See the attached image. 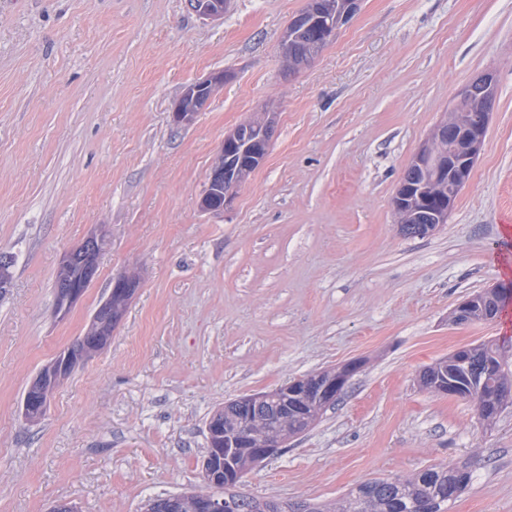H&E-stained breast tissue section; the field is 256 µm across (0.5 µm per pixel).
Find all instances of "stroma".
<instances>
[{
    "instance_id": "1",
    "label": "stroma",
    "mask_w": 512,
    "mask_h": 512,
    "mask_svg": "<svg viewBox=\"0 0 512 512\" xmlns=\"http://www.w3.org/2000/svg\"><path fill=\"white\" fill-rule=\"evenodd\" d=\"M306 0H0V512H141L207 491L206 423L236 398L344 362L336 404L239 492L330 504L375 478L465 461L450 512H512V403L428 392L422 369L460 347L507 344L505 315L457 325L466 296L512 289V0H361L307 68L280 41ZM224 85L187 125L191 83ZM496 101L447 224L400 229L392 198L456 91L484 74ZM277 125L263 163L219 215L200 211L227 133ZM108 244L66 315L63 255ZM140 281L110 345L25 421L32 378L82 336L114 278Z\"/></svg>"
}]
</instances>
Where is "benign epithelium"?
Wrapping results in <instances>:
<instances>
[{"label": "benign epithelium", "instance_id": "1", "mask_svg": "<svg viewBox=\"0 0 512 512\" xmlns=\"http://www.w3.org/2000/svg\"><path fill=\"white\" fill-rule=\"evenodd\" d=\"M225 3L226 0H188L190 8L206 19L222 17ZM309 14L315 37L304 54H295L292 45V29L301 19L292 21L281 39V52L293 70L306 67L336 37V11L320 10L313 3ZM495 84L494 74L488 72L463 86L457 97L468 102L469 111L446 113L445 119L436 126L404 172L393 197L402 234L425 236L448 219L451 202L467 183L483 144L495 100L492 94ZM222 85L224 73L221 72L188 86L172 113L174 123H190L199 112V106L208 102ZM274 124L275 113L265 112L224 137L218 161L199 200L202 211L222 213L231 205L235 190L265 159ZM106 244V235L96 231L65 255L55 276L58 309L71 307L93 284L99 257ZM138 288L139 281L133 275L120 276L112 282L110 295L94 312L87 332L42 368L29 384L22 404V414L27 422L41 420L54 387L77 365L107 346L128 301ZM490 308L491 292L477 293L458 304L451 313V320L456 324L487 321L491 319ZM361 366V362L351 361L294 379L269 392L247 395L225 404L224 409L208 422V442L219 444L227 440L231 448L225 451L213 447L207 449L201 467L208 484L217 489L235 486L249 470L278 454L288 437L305 432L323 408L336 402ZM420 383L428 390L474 402L481 419L489 407L497 406L501 401L499 391L477 396L465 392L462 385L451 379L433 382L431 377L422 375ZM274 399L282 405L279 420L283 431L276 435L261 434L256 423L266 415ZM145 512H224V497L173 494L162 503H147Z\"/></svg>", "mask_w": 512, "mask_h": 512}]
</instances>
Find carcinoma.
I'll return each mask as SVG.
<instances>
[{
    "label": "carcinoma",
    "instance_id": "cac0c4a2",
    "mask_svg": "<svg viewBox=\"0 0 512 512\" xmlns=\"http://www.w3.org/2000/svg\"><path fill=\"white\" fill-rule=\"evenodd\" d=\"M504 346L488 340L474 348L468 366L498 389L509 391L503 380L504 370L488 367L503 357ZM471 474L467 464L426 468L408 479H377L358 485L332 507L321 505L314 512H448V504L456 500L468 486ZM229 512H285L279 503L246 495L227 496Z\"/></svg>",
    "mask_w": 512,
    "mask_h": 512
}]
</instances>
